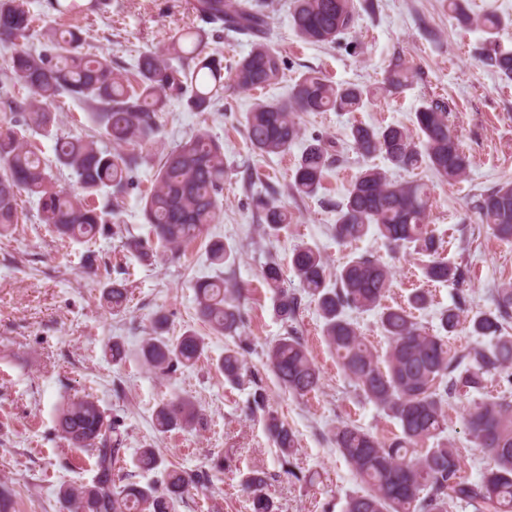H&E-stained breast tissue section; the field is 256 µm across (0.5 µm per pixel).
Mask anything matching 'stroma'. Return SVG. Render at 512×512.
I'll return each instance as SVG.
<instances>
[{
	"label": "stroma",
	"mask_w": 512,
	"mask_h": 512,
	"mask_svg": "<svg viewBox=\"0 0 512 512\" xmlns=\"http://www.w3.org/2000/svg\"><path fill=\"white\" fill-rule=\"evenodd\" d=\"M79 2L87 10L74 18L50 9L48 0H29V6L59 27L79 24L92 49L129 69L141 52L162 48L181 28L198 23L193 0H106L96 11L89 10L90 0ZM263 4L270 39L287 61L285 80L266 89V97H286L310 68L336 82L378 85L397 58L412 70L413 81L403 92L378 95L357 112L303 117L305 140L334 141L337 155L317 194L304 198L288 188L303 142L285 157H261L250 149L244 119L253 93L225 89L219 110L205 116L168 104L158 115L157 140L138 170L141 189L152 186L161 153L199 124H207L224 144L223 211L216 223L206 225L202 240L182 253L159 248L144 262L124 248L125 233L147 232L139 192L127 196L117 224L83 242L55 239L35 224L36 201L22 200L27 221L0 238V483L15 492L14 512H62L60 487L91 483L95 470L89 453L69 446L54 430L58 408L88 393L122 424L126 451L116 470L122 482L158 486L173 466L190 475L207 474V489H189L178 512H251L242 481L255 468L267 477L264 491L276 512H343L347 499L362 493L364 486L331 441V429L352 423L387 440L399 427L349 384L321 336L313 305L303 307L294 327L321 371V385L304 396L280 387L267 367L266 351L285 335L286 327L273 312L272 292L262 279L265 264L278 262L284 288L296 292L300 285L290 265L296 246L319 250L333 271L350 257L373 255L394 270L388 304L403 303L414 289H428L429 305L416 317L430 332L437 331L440 312L455 303H462L471 317L493 309L495 289L512 279V244L494 238L473 207L474 195L512 181V82H503L481 63L483 34L463 28L449 12L448 0H354L355 28L336 45H310L301 43L290 26L291 0ZM434 96L447 101L451 126L472 166L453 184L426 169L414 176L430 188L429 223L443 242V257L469 271L460 286L426 283L423 256L410 251L392 256L371 234L345 244L333 231L335 205L352 177L365 164L387 165L379 155L362 158L346 137L348 127H412L416 109ZM260 193L274 195L294 215L278 234L264 231L253 202ZM211 239L231 250L232 266L217 269L210 264L206 245ZM91 253L97 261L89 270L83 263ZM216 277L243 290L242 323L232 336L214 333L196 313L195 284ZM115 283L129 291L128 305L118 313L102 299L104 289ZM159 314L168 319L166 337L192 330L207 342L195 366L167 377L156 376L138 358ZM115 340L126 350L120 363L105 353L106 344ZM238 345L245 348L246 372L242 383L233 385L216 363L226 348ZM258 388L297 436L291 462H283L262 416L248 413ZM502 390L499 377L491 376L484 392L453 398L447 410L446 434L461 453L465 478L473 483L480 480L489 458L468 434L463 416L482 396ZM178 396L195 402L208 419L206 429L155 430L158 404ZM148 445L158 449L161 465L144 471L136 458Z\"/></svg>",
	"instance_id": "stroma-1"
}]
</instances>
